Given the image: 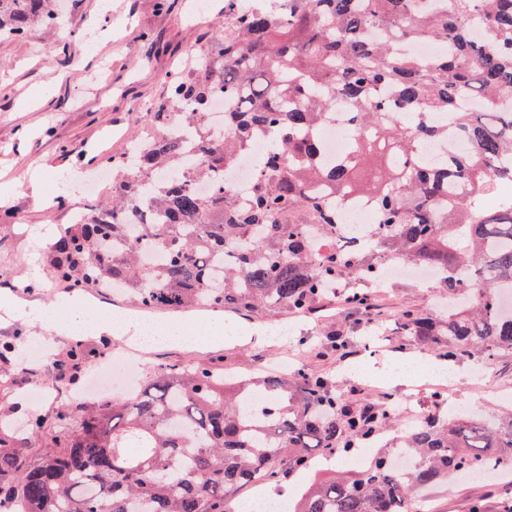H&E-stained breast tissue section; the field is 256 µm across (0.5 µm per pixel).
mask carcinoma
Segmentation results:
<instances>
[{"instance_id":"cac0c4a2","label":"carcinoma","mask_w":512,"mask_h":512,"mask_svg":"<svg viewBox=\"0 0 512 512\" xmlns=\"http://www.w3.org/2000/svg\"><path fill=\"white\" fill-rule=\"evenodd\" d=\"M277 0L271 8L224 0L228 34L211 63L172 78L168 102L204 126L217 95L233 101L224 138L195 151L167 137L172 113L141 119L157 130L112 175V222L72 224L50 248L55 277L75 288L120 285L144 309L207 304L243 319L306 314L336 301L377 312L370 289L394 259L432 267L458 301L451 314H399L404 340L444 360L512 362V0ZM0 33L23 39L31 20H55L50 0H0ZM483 35L476 39L472 27ZM378 30L389 39L374 41ZM448 50L413 57L400 45ZM342 100L348 146L322 158L321 128ZM257 160L249 203L234 204L221 172L251 141ZM452 137L463 148L428 166L421 147ZM206 180L200 195L190 181ZM365 199L377 223L363 244L344 222ZM0 343L3 372L21 369ZM84 357L67 355L71 386ZM67 436L0 425V500L27 512H226L230 494L258 475L279 480L372 442L400 413L386 400L357 403L332 374L300 364L250 378L190 359L150 368L136 392L105 398ZM391 456L368 470H332L303 487L288 512H425L418 491L486 466L512 467V409L447 419L427 412Z\"/></svg>"}]
</instances>
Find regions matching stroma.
<instances>
[{
	"label": "stroma",
	"mask_w": 512,
	"mask_h": 512,
	"mask_svg": "<svg viewBox=\"0 0 512 512\" xmlns=\"http://www.w3.org/2000/svg\"><path fill=\"white\" fill-rule=\"evenodd\" d=\"M97 0H54L63 18L53 26L34 25L28 38H0V185L12 187L9 202L0 206V283L27 288L28 300L67 314L69 295L64 283L55 279L48 240L31 243L30 230L64 229L78 195L61 189L62 177L72 170L97 167L102 153H120L127 141L152 136V128L139 122L146 107L163 103L169 80L186 69L191 50L214 48L224 38V12L218 0H208L207 9L198 0H110L112 34L103 36L96 11ZM110 137H102V129ZM45 163V188L54 195V206L43 207L29 193L25 174L29 167ZM438 289L419 282L388 283L377 300L381 309L374 325L362 327L348 307L337 305L332 318L289 324L288 334L261 343L251 342L228 349L203 346L193 350L176 345L162 349L165 361L194 354L201 359L223 358L240 375L256 371L260 361L279 355L306 352L312 366L335 374L339 385L350 386L354 375L338 357L316 355L315 338L337 331L352 350H360L365 336L391 337L398 327V313L415 306L426 314L438 313ZM48 336L51 355L36 374L23 378L19 386L0 396V411L44 420L55 434L66 435L78 425L76 418L60 417L67 395L48 393L44 402L31 404L30 389L51 383L58 363L72 346L86 352L80 387L115 347L102 339L72 343L45 328L28 327L0 313V342L24 346L33 337ZM460 380L450 382L444 397L464 403L472 410L491 409L500 395L512 393V364L475 362L462 357L454 361ZM508 493L492 480L449 478L433 488L430 512H469L473 501H482L485 512H500Z\"/></svg>",
	"instance_id": "stroma-1"
}]
</instances>
